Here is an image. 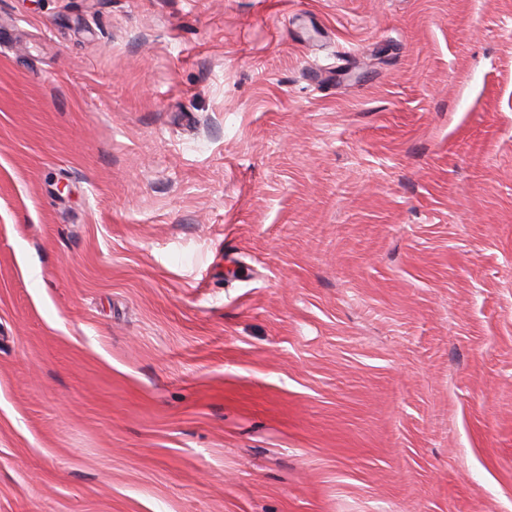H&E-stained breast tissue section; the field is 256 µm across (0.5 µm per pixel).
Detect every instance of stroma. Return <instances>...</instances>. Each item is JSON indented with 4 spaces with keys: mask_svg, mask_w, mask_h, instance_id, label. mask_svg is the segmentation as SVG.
Returning <instances> with one entry per match:
<instances>
[{
    "mask_svg": "<svg viewBox=\"0 0 512 512\" xmlns=\"http://www.w3.org/2000/svg\"><path fill=\"white\" fill-rule=\"evenodd\" d=\"M0 512H512V0H0Z\"/></svg>",
    "mask_w": 512,
    "mask_h": 512,
    "instance_id": "obj_1",
    "label": "stroma"
}]
</instances>
